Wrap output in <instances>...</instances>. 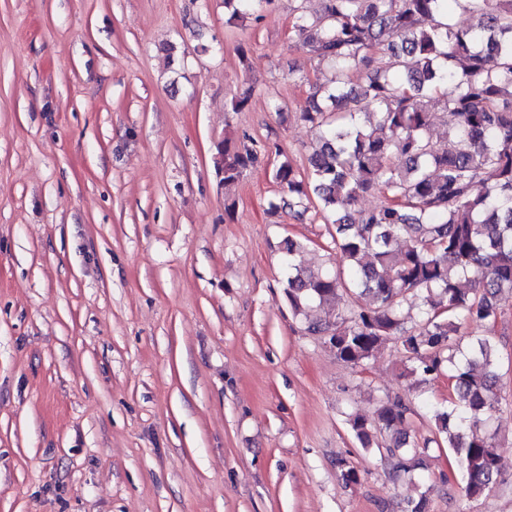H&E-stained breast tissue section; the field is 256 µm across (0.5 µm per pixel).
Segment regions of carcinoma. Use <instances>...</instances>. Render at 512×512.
Segmentation results:
<instances>
[{
  "label": "carcinoma",
  "instance_id": "carcinoma-1",
  "mask_svg": "<svg viewBox=\"0 0 512 512\" xmlns=\"http://www.w3.org/2000/svg\"><path fill=\"white\" fill-rule=\"evenodd\" d=\"M295 0L303 50L330 67L297 119L316 143L306 173L288 161L272 178L288 197L274 206L311 211L328 227L342 267H288V304L324 318L306 330L354 367L391 339L405 350L404 376L426 384L448 377V399L423 405L456 455L462 492L475 499L500 478L497 411L498 297L512 293V0ZM273 0H224L227 23H258ZM457 6L473 18L453 22ZM384 61L373 66L375 52ZM353 70L367 73L354 83ZM248 85L227 102L244 111ZM454 117L433 142L438 115ZM278 145L218 146L224 188L234 186ZM378 193L381 202L355 209ZM415 311L405 326L402 309ZM411 402H379L348 427L363 448H385L392 475L421 468L404 431Z\"/></svg>",
  "mask_w": 512,
  "mask_h": 512
}]
</instances>
